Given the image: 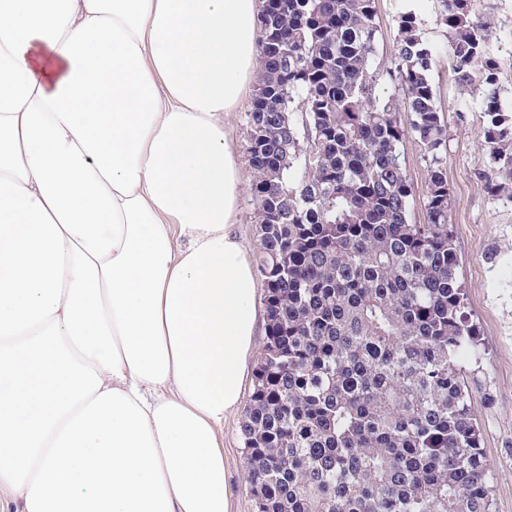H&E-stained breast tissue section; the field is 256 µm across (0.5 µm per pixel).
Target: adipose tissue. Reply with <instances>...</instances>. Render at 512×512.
<instances>
[{
  "mask_svg": "<svg viewBox=\"0 0 512 512\" xmlns=\"http://www.w3.org/2000/svg\"><path fill=\"white\" fill-rule=\"evenodd\" d=\"M258 7L0 0V502L16 512H228L221 429L259 315L224 115Z\"/></svg>",
  "mask_w": 512,
  "mask_h": 512,
  "instance_id": "adipose-tissue-1",
  "label": "adipose tissue"
}]
</instances>
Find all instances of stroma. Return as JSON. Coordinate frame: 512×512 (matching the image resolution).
Returning a JSON list of instances; mask_svg holds the SVG:
<instances>
[{
	"mask_svg": "<svg viewBox=\"0 0 512 512\" xmlns=\"http://www.w3.org/2000/svg\"><path fill=\"white\" fill-rule=\"evenodd\" d=\"M483 23L490 53L499 66L500 96L512 108V0H471ZM380 32L375 62L392 64V43L399 13H415L423 38L435 49L429 73L438 108L447 124V172L451 218L465 286L467 310L477 328L483 356L468 369L465 382L483 435L492 486V512H512V198L489 190L484 179L488 154L478 143L483 96L478 85L456 83L445 28L437 20L436 0H376ZM257 83L249 81L240 106L225 113L224 130L232 140L241 170H248L246 114ZM405 170L414 188L412 223L425 221V157L420 143L404 144ZM240 415L225 419L222 440L227 463L230 512H254L244 471Z\"/></svg>",
	"mask_w": 512,
	"mask_h": 512,
	"instance_id": "1",
	"label": "stroma"
}]
</instances>
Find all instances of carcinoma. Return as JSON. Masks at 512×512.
Here are the masks:
<instances>
[{
  "instance_id": "carcinoma-1",
  "label": "carcinoma",
  "mask_w": 512,
  "mask_h": 512,
  "mask_svg": "<svg viewBox=\"0 0 512 512\" xmlns=\"http://www.w3.org/2000/svg\"><path fill=\"white\" fill-rule=\"evenodd\" d=\"M458 81L484 89L480 145L512 182V112L469 0H438ZM375 0H263L246 114L266 327L240 425L254 512H491L464 382L479 355L458 278L447 126L415 15L374 67ZM407 99L382 100V79ZM424 147L426 223L402 157Z\"/></svg>"
}]
</instances>
